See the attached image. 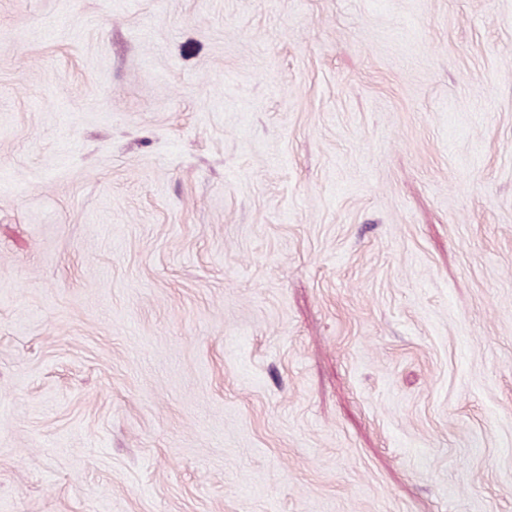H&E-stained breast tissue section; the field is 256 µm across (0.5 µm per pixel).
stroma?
I'll return each instance as SVG.
<instances>
[{
	"mask_svg": "<svg viewBox=\"0 0 512 512\" xmlns=\"http://www.w3.org/2000/svg\"><path fill=\"white\" fill-rule=\"evenodd\" d=\"M0 512H512V0H0Z\"/></svg>",
	"mask_w": 512,
	"mask_h": 512,
	"instance_id": "obj_1",
	"label": "stroma"
}]
</instances>
